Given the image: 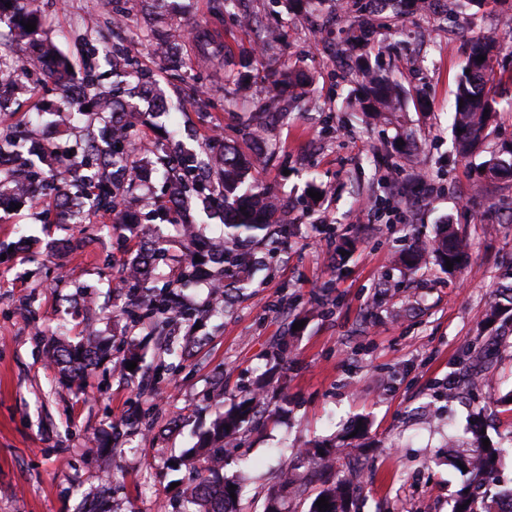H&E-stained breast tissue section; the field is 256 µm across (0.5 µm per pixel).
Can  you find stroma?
<instances>
[{
  "label": "stroma",
  "instance_id": "35a3bbf8",
  "mask_svg": "<svg viewBox=\"0 0 512 512\" xmlns=\"http://www.w3.org/2000/svg\"><path fill=\"white\" fill-rule=\"evenodd\" d=\"M121 4L127 17L119 24L112 0H41L42 35L69 58L77 82L92 49L96 77L111 86L106 55L127 50L154 71L177 113L174 136L161 133L163 115L132 130L144 143L138 157L150 165L129 202L144 220L170 212L163 280L175 279L187 258L178 221L191 218L215 240L224 227L195 204L173 208L159 153H219L254 129L269 82L255 73L236 83L230 65L257 53L267 63L296 62L311 78L306 101L284 106L267 132L275 156L257 162L258 178L287 205L288 222L275 248L258 250L259 268L244 287L224 298L210 296L205 282L187 288L191 301L212 311L200 324H176L170 355L121 312L138 298L121 277L137 240L107 235V216L91 211L60 223L49 194L13 211L0 207V512H172L188 482L173 457L208 426L218 403L260 381L271 404L287 399L288 417L232 449L225 473L243 487L240 512H264L278 469L295 462L305 441L341 436L360 419L363 448L336 462L340 475L350 461L364 465L352 512H451L462 476L448 463L449 437L466 441L479 419L493 443L512 445V408L492 403L512 391V328L484 323L501 268L512 261V180L478 186L479 161L456 155L450 127L466 46L493 34L503 39L504 73L493 90L503 104L493 140L512 142V37L500 15H417L385 34L378 65L430 102L429 113L411 107L404 114L422 143L406 161L389 154L393 127L367 123L348 107L353 85L326 48L339 41L338 31L314 32L281 0H245L262 21L252 29L233 11H215L211 0ZM198 27L208 30L216 53L204 66L191 41ZM267 29L280 38L257 50ZM26 83L27 92L0 112V135L47 138L58 162H69L74 136L47 130L62 91L37 71ZM313 185L320 201L310 199ZM445 220L471 242L466 266L446 274L431 261L414 271L397 264L401 251L431 241ZM63 238L70 250H49ZM62 327L72 340L93 333L111 344V358L91 370L81 393L44 356L45 340ZM286 335L284 357L274 358ZM135 347L138 370L113 371L112 357ZM162 360L170 366L165 379L143 394ZM135 413L141 423L125 426ZM109 434L119 448L106 468L97 442Z\"/></svg>",
  "mask_w": 512,
  "mask_h": 512
}]
</instances>
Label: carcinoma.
<instances>
[{
    "label": "carcinoma",
    "mask_w": 512,
    "mask_h": 512,
    "mask_svg": "<svg viewBox=\"0 0 512 512\" xmlns=\"http://www.w3.org/2000/svg\"><path fill=\"white\" fill-rule=\"evenodd\" d=\"M10 1L14 4V29L16 34L28 40L32 52L41 57H50L54 72L48 81L62 89L70 80L68 62L41 39V16L36 0H0V6ZM294 14L308 17L323 0H285ZM442 16L461 13L473 7L482 10L487 6L508 14L512 12V0H440ZM429 10L426 0H346L342 29L343 41L348 48L343 67L350 71L355 84L348 98V107L364 113L377 123L391 125L395 135L391 142L392 153L410 159L417 149V139L403 129L401 113L406 111L409 98L392 75L383 72L371 62V57L380 55L385 49L381 43V32L398 26L408 15ZM28 22L36 23V29H25ZM501 42L494 35L470 40L466 58L460 66L454 92L452 130L454 148L463 157L472 153L475 146L489 136V128L498 114V102L491 95L492 86L502 79L498 70ZM483 55L485 60L478 62ZM112 72L134 79L122 87L99 90L93 96L96 113H110L101 136H91L83 141L80 152L71 161L65 175L50 179L44 167L50 165L54 155L44 143L31 140L19 144L6 136L0 139V186L22 198L39 191L55 195L61 214L73 211L75 204L88 202L93 211L113 215L112 230L115 233L129 232L137 236L149 233L142 224L129 222L120 205L124 201L135 179L132 176L133 155L130 149L128 116L133 111L129 100L149 96L153 84V73L137 64L124 50L112 49ZM35 66L34 58L18 61L13 70L4 74L0 81L4 88L20 93L27 89L24 78L29 68ZM270 86L275 93L260 104L257 111L262 119L270 123L278 116V104L283 93H288L295 102L304 100L307 75L284 60L272 69ZM462 132H457V129ZM402 140L404 144L397 145ZM276 145L262 136L245 139V146L236 143L224 144L217 157L203 156L195 150H183L163 160L166 182L174 203L194 199L212 219L224 224V243L215 244L198 234L193 224L180 225V231L189 241V258L182 267L176 281L157 287L159 262L164 260L165 250L152 246L141 252L126 267L125 279L137 283L144 292L139 312L130 314L132 326L152 321L166 324L175 318L191 320L197 308L185 303L175 289L194 280L202 273V266L212 264L221 273L247 280L253 273L256 260L254 252L242 248V243L266 244L274 234L276 225L283 223L284 215L277 198L254 177L256 158L266 153L275 154ZM512 167V152L499 154L490 151L489 159L480 164L478 172L483 181H499L506 176L499 164ZM469 243L449 221L439 225L432 242L417 246L403 256V262L415 268L427 257L442 272H447L446 261L453 268L463 266L468 260ZM202 261H195V257ZM512 321V264L502 268L500 285L496 289V300L486 313V321L504 323ZM47 353L61 367L70 384L81 386L85 372L91 366L108 357V346L94 336L85 342H71L52 337L47 341ZM288 415V396L281 404L270 409L262 397V386L247 391L241 401L215 413L209 426L196 434L195 444L174 459L177 467L186 466L192 481L186 487L180 512H238L237 501L241 496V485L224 479V457L228 449L236 448L239 440L256 425L270 419ZM471 449L463 455L448 443V461L461 463L466 468L464 485L454 499L451 512H512L503 508L504 502L512 505V490L496 488L495 475L506 454V449L491 445L484 447V434L478 426L470 428ZM344 449L314 442L301 449L310 469H322L327 480L322 489L311 500L309 512H349L354 497L360 490L359 475L336 477V459ZM236 489H230V485ZM311 480L295 473V468L286 466L269 490L266 512H283L290 497L302 499L309 494ZM324 496L329 508L319 510L316 499Z\"/></svg>",
    "instance_id": "carcinoma-1"
}]
</instances>
